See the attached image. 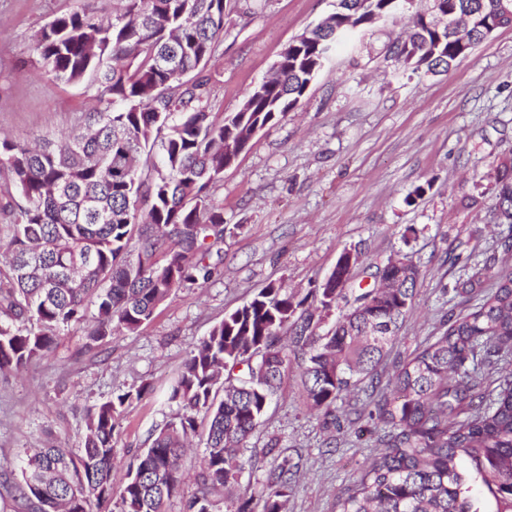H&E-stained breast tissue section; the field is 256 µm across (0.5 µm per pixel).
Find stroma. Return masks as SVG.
<instances>
[{"mask_svg":"<svg viewBox=\"0 0 512 512\" xmlns=\"http://www.w3.org/2000/svg\"><path fill=\"white\" fill-rule=\"evenodd\" d=\"M251 2L254 15L243 17L229 0L224 37L205 69L219 112L238 111L285 48L336 9V0ZM117 4L0 0V134L21 144L57 141L99 108L87 83L42 69L35 35L55 17L107 14ZM411 24L406 15L356 34L299 104L225 169L215 200L235 231L224 237V264L211 280L173 291L136 333L88 351L72 325L44 356L0 376V460L15 465L48 445L78 448L85 407L144 383L151 393L127 406L112 445L148 447L151 433L175 417L170 389L213 326L271 282L306 296L347 251L359 254L355 279L365 286L396 253L420 270L414 309L384 374L434 335L443 316L466 308L457 281L475 262L502 255L512 237V224L492 214V174L512 153V27L431 74L400 67L387 53ZM368 401L362 391L345 397L340 429L327 430L322 414L305 406L300 371L290 365L250 440L243 482L261 495L271 463L262 450L275 438L303 463L287 512H334L337 494L377 451Z\"/></svg>","mask_w":512,"mask_h":512,"instance_id":"1","label":"stroma"}]
</instances>
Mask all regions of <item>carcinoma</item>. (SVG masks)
Wrapping results in <instances>:
<instances>
[{
	"mask_svg": "<svg viewBox=\"0 0 512 512\" xmlns=\"http://www.w3.org/2000/svg\"><path fill=\"white\" fill-rule=\"evenodd\" d=\"M122 12L54 18L40 32L42 67L60 81L90 77L101 107L59 144L21 145L0 137V186L13 220L0 234V371L19 370L49 351L59 332L83 324L91 349L149 322L172 291L207 282L224 263V210L212 195L231 157L255 127L295 107L310 81L354 28L392 10L391 0H339L336 11L297 41L274 77L252 88L229 115L212 105L203 76L224 35V0H122ZM500 0H439L471 15L474 42L512 25ZM409 43L390 52L405 68L434 71L463 56L451 29L421 18ZM493 213L512 224V157L498 165ZM89 261L72 288H54L64 262ZM492 255L470 267L453 291L472 304L400 363L386 383L378 368L399 341L418 280L383 267L377 285L353 288L342 266L298 300L269 283L215 325L185 359L169 400L178 413L151 445L123 462L112 438L124 409L150 385L86 409L76 452L26 455L14 496L33 512H166L185 471L184 452L207 421L206 465L192 512H215L224 490L236 512H284L299 474L269 441L261 510L241 475L249 440L262 425L288 366L297 362L307 405L335 415L337 401L365 380L383 425L379 450L336 496L335 512H512V269ZM491 288H484L487 280ZM96 312L87 317L88 305Z\"/></svg>",
	"mask_w": 512,
	"mask_h": 512,
	"instance_id": "carcinoma-1",
	"label": "carcinoma"
}]
</instances>
